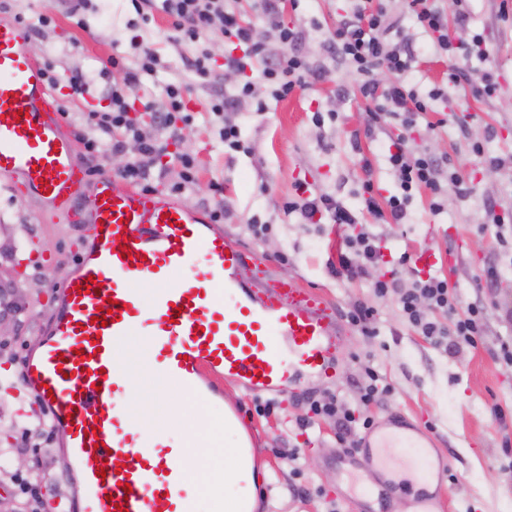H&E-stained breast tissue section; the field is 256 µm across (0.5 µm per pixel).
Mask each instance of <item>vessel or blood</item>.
<instances>
[{"mask_svg":"<svg viewBox=\"0 0 512 512\" xmlns=\"http://www.w3.org/2000/svg\"><path fill=\"white\" fill-rule=\"evenodd\" d=\"M30 30L0 25V176L15 180L67 222L90 227L93 246L59 291L60 308L39 356L26 358L27 385L68 438L63 464L82 480L81 512H195L188 468L210 465L209 420L199 416L197 450L156 436L126 401L132 380L116 344L134 331L162 381L197 399L231 381L248 392L282 393L332 376L343 345L337 312L296 282L260 293L246 279L248 255L206 213L172 195L96 181L78 162ZM154 284L144 300L141 283ZM107 309L105 323L95 320ZM428 438L407 421L370 427L348 454L364 473L385 469L386 448H408L406 475L366 484L361 497L384 506L411 495L417 512H443L425 486Z\"/></svg>","mask_w":512,"mask_h":512,"instance_id":"1","label":"vessel or blood"}]
</instances>
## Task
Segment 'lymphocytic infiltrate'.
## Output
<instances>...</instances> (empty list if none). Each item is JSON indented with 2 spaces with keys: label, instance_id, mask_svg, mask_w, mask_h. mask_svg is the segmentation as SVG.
Segmentation results:
<instances>
[{
  "label": "lymphocytic infiltrate",
  "instance_id": "1",
  "mask_svg": "<svg viewBox=\"0 0 512 512\" xmlns=\"http://www.w3.org/2000/svg\"><path fill=\"white\" fill-rule=\"evenodd\" d=\"M144 2L151 9L166 15L181 40L192 46L188 65L199 79L206 82L211 79L208 54L198 47L202 37L208 34L222 35L239 48V55L227 56V68L236 71L256 69V80L246 82L238 95H224L215 99L214 113L234 111L245 97L255 99L257 111H265L266 98L285 99L295 88L305 87L309 80L318 76L314 63L293 49L298 31L282 23V0H258L263 18L271 25L283 47L282 53L275 56L270 55L264 44L256 40L251 23L246 22L240 12L229 9L226 0ZM406 2L408 13L416 18L421 27L434 34L437 48L447 54L449 82L470 84L478 96L494 95L498 84L492 74L476 73L469 65L470 54L482 58L488 54L482 35H474L470 46L459 45L448 31L438 0ZM391 26L383 6L374 4L373 0H355L351 15L342 19L329 38L328 50L360 76V92L372 105L370 116L374 125L393 119L401 126L409 127L420 114L431 111L433 102L441 97L442 91L435 88L422 95L408 84L406 73L412 60L410 52L381 37L382 32ZM158 62L154 52L141 48L139 72L154 70ZM382 65L392 75L385 85L379 84L374 78L375 71ZM139 72L126 73L121 82L112 83L106 90L112 103L111 111L92 115L95 125L111 136L112 152H122L126 138L138 140V156L128 162L122 172L123 178L131 182L146 179L147 170L157 152L156 145L143 138L139 127L128 116L127 99L139 81ZM388 161L398 173L399 194L390 196L386 206H379L372 182H364L361 209L374 215L385 209L392 223H403L414 190L424 187L433 195L431 210L440 211L438 197L441 186L438 175L444 165L443 159L426 152L412 151L404 142L398 141L390 148ZM288 208L300 212L309 221L320 215L330 223L349 227L350 233L345 239L346 250L338 256L337 275L350 279L373 276L374 266L383 262L381 238L368 230L358 229V211L349 208L343 201L321 195L290 202ZM410 262L411 257L406 253L393 259L390 270L381 277H373V292L381 297L395 295L405 320L434 346L447 350L475 346L485 329L486 305L474 302L468 304L466 310H459L457 297L444 276H420L411 284H404L402 271ZM433 309L453 316L452 325L445 327L432 320L429 312ZM308 404L311 415L301 420V428L311 427L318 417L328 420L336 427L338 441L349 450L357 448L359 430L369 429L373 424L371 418H358L343 400L334 395L309 399Z\"/></svg>",
  "mask_w": 512,
  "mask_h": 512
}]
</instances>
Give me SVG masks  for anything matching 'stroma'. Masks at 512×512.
<instances>
[{
	"label": "stroma",
	"instance_id": "1",
	"mask_svg": "<svg viewBox=\"0 0 512 512\" xmlns=\"http://www.w3.org/2000/svg\"><path fill=\"white\" fill-rule=\"evenodd\" d=\"M499 3L467 0L463 26L457 23L456 8L446 14L457 41L470 42L477 34L486 39L485 66L498 90L479 98L469 85L449 83L447 56L435 51L433 35L407 14L403 0H383L388 15L398 22L387 40L407 46L415 56L408 73L411 85L421 93L435 87L445 92L434 102L433 112L409 128V146L450 159L470 194L462 198L448 188L442 210L435 214L429 207L431 194L424 191L415 195L404 223L387 224L371 216L365 223L392 255L431 253L434 270L456 284L461 305L478 299L489 305L477 347L447 352L412 330L394 296H377L370 278L335 276L342 229L325 219L310 224L285 210L303 189L358 207L363 181L369 177L381 196L398 191V175L387 161L396 128H370L358 77L324 45L328 30L349 10L351 0H299L284 11L285 22L301 33L297 50L321 67L319 79L288 99L268 100L266 111H257L255 101L246 98L238 111L219 116L211 112L216 93H237L247 79L245 73L227 72L224 62L232 47L224 37L215 35L202 43L221 77L212 86L184 65L190 50L169 24L162 19L143 24L132 0H106L101 7L93 2L76 18L71 0H0V19L11 22L21 16L32 26L27 51L57 76L50 93L59 99L63 121L79 140L108 143L88 116L110 110V101L100 94L108 78L138 71V45L151 47L160 63L154 73H140L128 99L130 118L164 147L150 167L148 188L170 192L181 180L178 154L193 155L196 183L182 199L208 212L223 208L225 238L260 260L245 271L255 288L295 280L339 312L360 301L376 311L373 335L347 326L332 377L271 398L227 381L216 406L199 404L174 386L159 387L161 398L178 407L181 418L160 415L156 430L183 439L196 416L207 415L218 428L213 451L219 470L226 463L225 448L237 443L220 426L224 409H240L239 424L253 436L254 464L268 471L254 512H331L335 507L366 512L340 480L333 426L322 421L302 430L297 422L308 414L310 395L335 393L359 406L357 381L368 366L390 387L368 409L374 422L405 416L433 437L429 478L445 502V512H512V446H503L504 441L512 443V368L495 358L498 340L506 333L501 318L512 309V260L502 254L493 229L486 227L484 212L489 201L498 212L512 211V19H501ZM45 15L52 21L43 26L39 20ZM111 58L121 68L103 76V65ZM76 72L90 81L89 94L72 93L67 78ZM170 84L184 86V110L194 117L180 125L175 137L143 119L145 104H161ZM453 113L463 116V123L450 121ZM228 122L240 129V150L225 147L219 136ZM476 142L482 143L483 155L473 153ZM87 232L85 225L58 219L39 197L11 190L0 177V278L10 284V319L18 324L16 332L0 335V495L18 512H59L57 502L64 498L72 505L70 512H80V481L63 466L64 438L27 387L20 362L47 339L57 306L55 288L74 273L88 244ZM494 263L500 269L497 281L477 287V276ZM268 401L273 410L260 412ZM495 406L502 409L505 422L494 419Z\"/></svg>",
	"mask_w": 512,
	"mask_h": 512
}]
</instances>
